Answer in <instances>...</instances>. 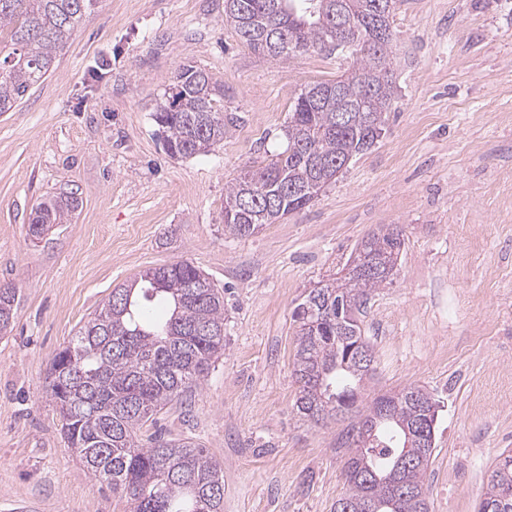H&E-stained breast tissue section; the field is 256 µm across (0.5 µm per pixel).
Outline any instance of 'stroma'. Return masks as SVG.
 <instances>
[{"mask_svg":"<svg viewBox=\"0 0 512 512\" xmlns=\"http://www.w3.org/2000/svg\"><path fill=\"white\" fill-rule=\"evenodd\" d=\"M390 23L383 135L248 237L224 233L225 186L284 150L300 89L352 57L258 55L224 0H101L47 78L0 112V284L17 288L0 332V512H132L65 439L46 371L113 288L178 260L224 292V353L143 434L207 448L224 512H333L344 424L294 409V311L388 224L404 249L360 317L375 356L361 397L415 385L439 400L430 512H477L512 448V0H398ZM187 64L223 83L239 122L214 151L172 158L154 113ZM72 192L70 220L31 237L38 206Z\"/></svg>","mask_w":512,"mask_h":512,"instance_id":"1","label":"stroma"}]
</instances>
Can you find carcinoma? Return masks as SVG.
Wrapping results in <instances>:
<instances>
[{"mask_svg": "<svg viewBox=\"0 0 512 512\" xmlns=\"http://www.w3.org/2000/svg\"><path fill=\"white\" fill-rule=\"evenodd\" d=\"M383 0H224V17L250 50L285 60L301 53L349 54L353 69L328 82L308 84L294 99L285 130L287 148L266 164L247 169L224 190V208L244 199L239 219L224 234L247 237L264 225L303 209L332 181L337 162L368 150L381 137L394 95L391 37L375 39L371 27ZM99 0H0V112L11 110L51 71L57 53ZM158 106L170 157L210 149L239 118L219 107L224 86L195 65L183 66ZM79 206L74 195L42 203L29 232L60 224ZM404 240L391 227L362 240L354 260L393 271ZM383 277L347 272L319 284L324 313L306 314L298 305L293 376L299 385L297 413L316 425L351 415L338 439L344 450V497L353 506L370 498L377 512H429L425 483L434 449L408 437L422 412L437 406L417 386L385 393L359 404L361 382L371 368L346 360L365 340L350 310L366 300ZM16 289L0 288V332L14 318ZM224 353V297L192 263L179 260L149 268L112 290L100 312L53 357L49 390L64 420L63 432L87 469L133 502V512H223L214 496L221 467L193 441L156 432L141 443L137 430L177 401ZM488 512H512V450L495 461L479 502Z\"/></svg>", "mask_w": 512, "mask_h": 512, "instance_id": "obj_1", "label": "carcinoma"}]
</instances>
